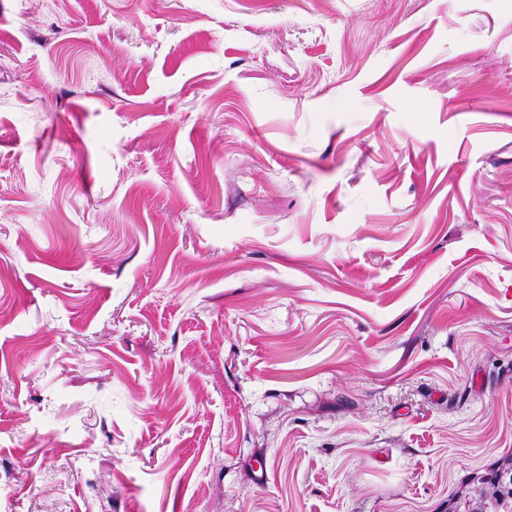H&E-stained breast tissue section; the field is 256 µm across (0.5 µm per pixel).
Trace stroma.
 Wrapping results in <instances>:
<instances>
[{
	"instance_id": "obj_1",
	"label": "stroma",
	"mask_w": 512,
	"mask_h": 512,
	"mask_svg": "<svg viewBox=\"0 0 512 512\" xmlns=\"http://www.w3.org/2000/svg\"><path fill=\"white\" fill-rule=\"evenodd\" d=\"M508 455L512 0H0V512H466Z\"/></svg>"
}]
</instances>
